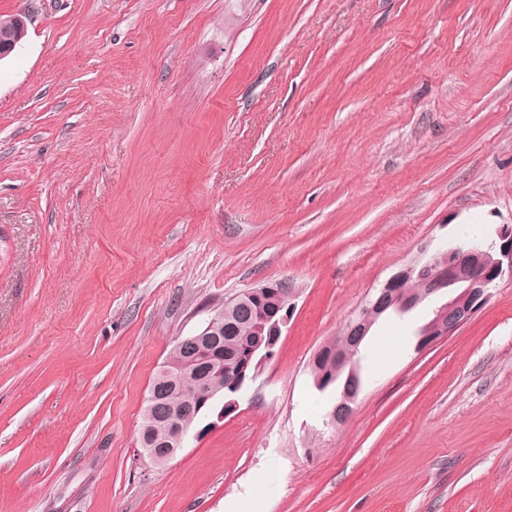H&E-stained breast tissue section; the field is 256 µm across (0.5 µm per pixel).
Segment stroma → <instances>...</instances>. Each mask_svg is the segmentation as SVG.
Instances as JSON below:
<instances>
[{
    "label": "stroma",
    "instance_id": "stroma-1",
    "mask_svg": "<svg viewBox=\"0 0 512 512\" xmlns=\"http://www.w3.org/2000/svg\"><path fill=\"white\" fill-rule=\"evenodd\" d=\"M0 512H512V279L415 351L366 338L350 417L310 360L462 229L512 225V0H0ZM294 313L164 465L145 399L209 304Z\"/></svg>",
    "mask_w": 512,
    "mask_h": 512
}]
</instances>
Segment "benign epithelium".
Instances as JSON below:
<instances>
[{
    "instance_id": "obj_1",
    "label": "benign epithelium",
    "mask_w": 512,
    "mask_h": 512,
    "mask_svg": "<svg viewBox=\"0 0 512 512\" xmlns=\"http://www.w3.org/2000/svg\"><path fill=\"white\" fill-rule=\"evenodd\" d=\"M512 275V225L502 226L497 239L489 242H464L443 251L430 250L425 243L419 248V257L400 271L387 278L380 287L368 296L357 314L345 325L343 335L348 342L336 348V356L328 364L326 371L344 372L343 383L337 393L336 403L328 415L326 424L335 426L343 423L352 413L361 392V380L356 359L363 341L378 321L386 316H402L424 301H431L444 294L446 301L436 305L432 317L416 332L415 350L428 346L456 332L487 303L492 285L504 274ZM408 281L422 286V292L412 297L403 291ZM260 294L265 297L268 311L261 326L246 343L242 363L230 369L224 395V408L216 413L222 420L239 408L237 390L254 380L256 371L251 369L255 355L260 360L273 356L283 328L291 318L297 293L285 281H275L247 289L237 295L234 304L221 303L210 309V315L203 329L192 336L177 341L175 347L187 348L198 344L210 335L216 323L223 318L232 319L248 307L247 299ZM160 381L153 383L146 400L147 418L152 422L165 424L168 430L167 441L156 443L149 438L143 440L144 451L156 463L171 459L185 447L189 437H200L203 430H187L183 419L167 412L163 405L162 386L176 385L181 375L176 374L170 365H164L159 373ZM214 389L205 379H200L196 392L187 402V416H197L212 401Z\"/></svg>"
}]
</instances>
